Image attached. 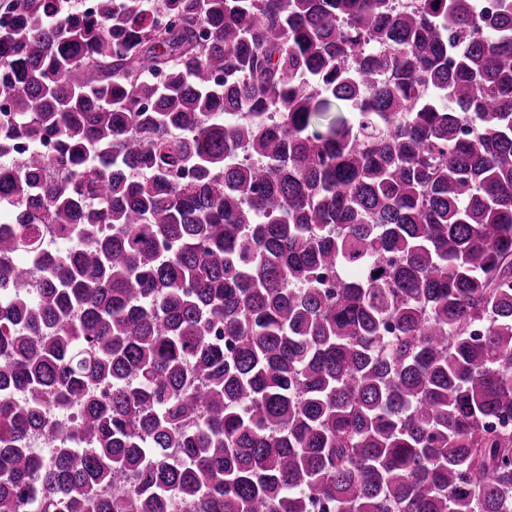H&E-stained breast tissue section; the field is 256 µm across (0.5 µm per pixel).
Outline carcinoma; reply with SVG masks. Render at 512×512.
Here are the masks:
<instances>
[{
	"label": "carcinoma",
	"mask_w": 512,
	"mask_h": 512,
	"mask_svg": "<svg viewBox=\"0 0 512 512\" xmlns=\"http://www.w3.org/2000/svg\"><path fill=\"white\" fill-rule=\"evenodd\" d=\"M1 96L0 512H512V0H0Z\"/></svg>",
	"instance_id": "cac0c4a2"
}]
</instances>
